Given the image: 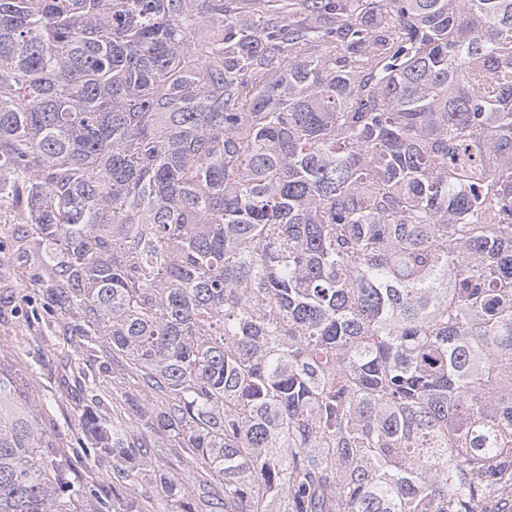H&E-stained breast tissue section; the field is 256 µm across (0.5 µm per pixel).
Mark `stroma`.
I'll list each match as a JSON object with an SVG mask.
<instances>
[{
  "label": "stroma",
  "instance_id": "1",
  "mask_svg": "<svg viewBox=\"0 0 512 512\" xmlns=\"http://www.w3.org/2000/svg\"><path fill=\"white\" fill-rule=\"evenodd\" d=\"M22 251L27 274L39 272L37 247L17 244L12 225L0 224V276L11 277ZM69 322V316L47 311L41 288L0 287V360L24 372L27 399L74 480L95 490L98 512H112V462L89 453L79 426L80 411L91 400L104 418L115 415L112 360L92 349L72 351Z\"/></svg>",
  "mask_w": 512,
  "mask_h": 512
}]
</instances>
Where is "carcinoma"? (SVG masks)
<instances>
[{
	"label": "carcinoma",
	"mask_w": 512,
	"mask_h": 512,
	"mask_svg": "<svg viewBox=\"0 0 512 512\" xmlns=\"http://www.w3.org/2000/svg\"><path fill=\"white\" fill-rule=\"evenodd\" d=\"M2 210L112 512H512V0H0ZM25 385L0 512H86Z\"/></svg>",
	"instance_id": "obj_1"
}]
</instances>
